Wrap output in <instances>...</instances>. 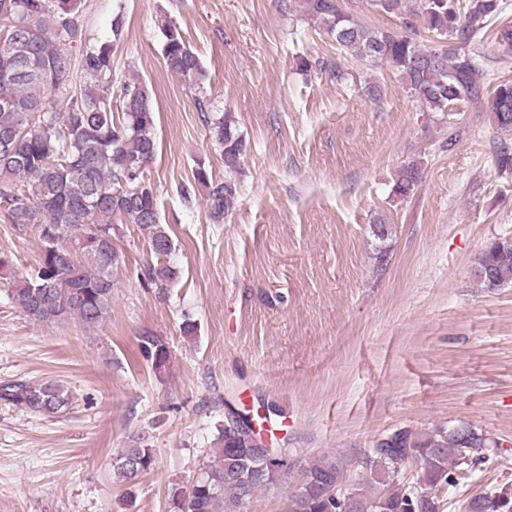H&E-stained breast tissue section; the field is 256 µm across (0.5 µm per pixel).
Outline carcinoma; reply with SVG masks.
<instances>
[{"label":"carcinoma","mask_w":512,"mask_h":512,"mask_svg":"<svg viewBox=\"0 0 512 512\" xmlns=\"http://www.w3.org/2000/svg\"><path fill=\"white\" fill-rule=\"evenodd\" d=\"M82 0H0V31L16 29L30 35L31 65L38 74L16 75L11 43L0 41V211L19 230L35 227L39 256L33 270L14 280L9 298L40 324L68 319L97 327L112 312V270L120 252L109 236L117 224H135L147 235L155 263L143 280L165 290L178 278L167 262L173 241L161 224L159 204L148 178L157 153L155 108L143 84L114 74V46L122 35L123 16L112 22L110 42L85 51L79 68L83 88L57 109L52 91L66 84L71 59L66 46L82 40ZM302 13L336 44L371 66L387 65L401 76L422 110L444 112L453 103L479 98L487 72L477 54L465 51L481 21L495 16L498 0H469L460 15L453 0H370L378 11L416 15L426 29L454 46L433 47L418 39L416 25L403 22L398 30L371 28L343 11L338 0H302ZM167 68L192 88L204 78L199 57L168 18L159 25ZM122 113L115 116L112 100ZM491 112L498 130L512 132V82L496 85ZM212 138L224 157V167L239 169L247 150L231 113L210 121ZM26 131L24 136L19 132ZM421 179V166L403 165L393 191L407 197ZM204 193L214 222L224 221L235 201L236 186L215 180L199 162L194 184L178 194L189 203L195 190ZM479 287L512 284V239L489 242L476 261ZM141 350L154 372L166 371L170 352L157 336L142 337ZM73 392L56 381L0 382V403L47 416L70 410ZM493 447L485 432L468 423L437 426L427 432L399 428L373 441L362 461L370 477L342 489L344 462L324 456L302 467L303 479L288 500L290 512H439L440 487L455 484V469L475 465ZM253 448L243 436L231 437L218 428L190 485L170 488L174 512H249L256 496L287 476V463L271 449ZM414 463L420 478L407 483L402 467ZM153 449L141 436L116 453L115 475L126 482L154 468ZM467 512H512V492L493 491L468 500Z\"/></svg>","instance_id":"carcinoma-1"}]
</instances>
